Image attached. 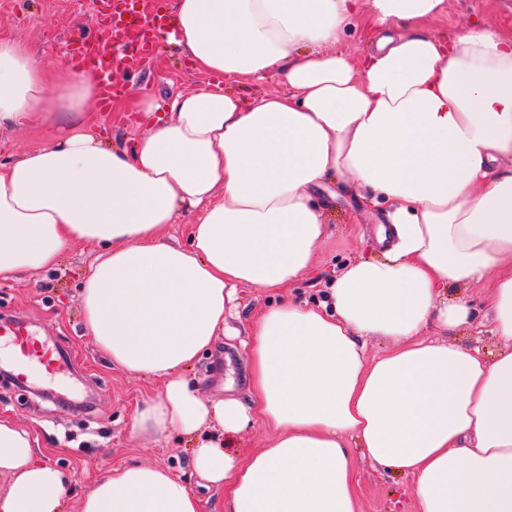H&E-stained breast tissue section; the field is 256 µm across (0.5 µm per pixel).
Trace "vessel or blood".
<instances>
[{
  "label": "vessel or blood",
  "mask_w": 512,
  "mask_h": 512,
  "mask_svg": "<svg viewBox=\"0 0 512 512\" xmlns=\"http://www.w3.org/2000/svg\"><path fill=\"white\" fill-rule=\"evenodd\" d=\"M133 2L135 8L130 16L111 12L96 39L76 36L68 44L72 60L98 75L99 104L104 110L123 88L115 80V72L144 66L169 27L167 0ZM2 346L13 352L12 375L19 382L28 381L35 372L45 377L55 376L62 364L57 348L41 341L21 321H0Z\"/></svg>",
  "instance_id": "vessel-or-blood-1"
}]
</instances>
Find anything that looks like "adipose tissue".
Returning <instances> with one entry per match:
<instances>
[{
    "mask_svg": "<svg viewBox=\"0 0 512 512\" xmlns=\"http://www.w3.org/2000/svg\"><path fill=\"white\" fill-rule=\"evenodd\" d=\"M447 11V0H174L170 39L200 73L270 75L289 92L141 103L148 127L129 148L88 124V71L53 86L48 63L0 41V127L57 129L0 163V281L94 248L84 328L113 365L161 383L131 434L194 438L192 466L203 487H223L224 512H357L351 441L372 467L411 478L419 512H512V36L429 32ZM359 19L375 37L355 57L341 45ZM328 182L386 207L381 256L345 264L320 306L259 310L248 398L203 399L182 372L223 331L237 288L312 274L326 234L313 192ZM187 210L186 242L170 243ZM475 283L491 355L454 340L470 312L447 290ZM372 337L387 346L370 357ZM258 423L275 430L271 447L227 450ZM1 477L0 512H61L68 475L3 418ZM81 512H201V498L166 469L123 465Z\"/></svg>",
    "mask_w": 512,
    "mask_h": 512,
    "instance_id": "ef3b65f1",
    "label": "adipose tissue"
}]
</instances>
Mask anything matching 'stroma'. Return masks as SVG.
<instances>
[{
  "label": "stroma",
  "mask_w": 512,
  "mask_h": 512,
  "mask_svg": "<svg viewBox=\"0 0 512 512\" xmlns=\"http://www.w3.org/2000/svg\"><path fill=\"white\" fill-rule=\"evenodd\" d=\"M87 2L0 0V40L22 42L34 56L52 63L55 76H62L72 66L67 54L71 36L94 34L99 25L97 13ZM471 24L512 34V0H448L447 15L432 22L430 28L444 33ZM119 79L127 86L124 99L133 105L143 100L160 103L176 93L207 86H219L250 99L287 90L273 77L242 86L226 78L206 76L167 41L143 70L121 73ZM87 116L99 125L111 146H131L143 132L142 115L133 106L121 112H104L93 103L87 107ZM55 134L53 126L40 120L20 128L0 129V163L48 143ZM314 199L329 232L318 248L315 272L290 291L291 296L312 305L323 300L330 279L343 264L378 257L376 234L386 221L380 209H363L350 187L330 184L318 190ZM92 259L89 250L71 247L61 255L55 270L0 282V317H23L33 333L49 345L62 346L69 356L55 379L35 377L23 385L0 380V417L14 420L31 434L39 460L70 475V496L63 512H79L80 500L94 481L114 466L132 463L170 468L190 488L198 489L202 512H224L223 488L198 486L199 478L190 464V437L174 435L161 441L131 438L130 421L136 405L155 395L160 385L112 365L86 335L77 295ZM461 297L473 312L462 342L494 351L479 285L449 289V300ZM183 376L206 398L247 396L246 359L235 339L218 337L212 353L184 370ZM352 462L358 480L357 512H418L409 477L380 474L357 452Z\"/></svg>",
  "instance_id": "stroma-1"
}]
</instances>
